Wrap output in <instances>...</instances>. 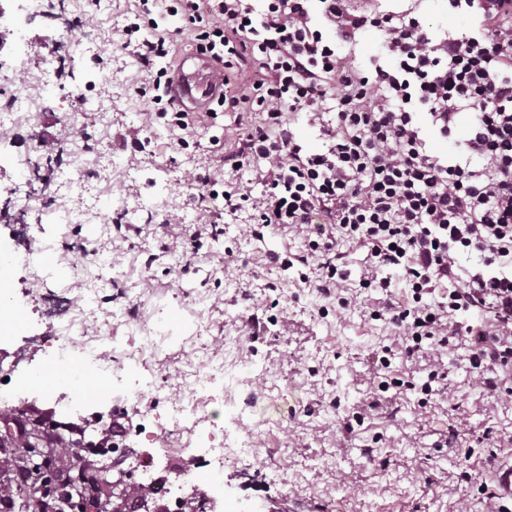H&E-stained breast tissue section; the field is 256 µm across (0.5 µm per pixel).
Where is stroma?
<instances>
[{
	"label": "stroma",
	"instance_id": "obj_1",
	"mask_svg": "<svg viewBox=\"0 0 512 512\" xmlns=\"http://www.w3.org/2000/svg\"><path fill=\"white\" fill-rule=\"evenodd\" d=\"M20 3L0 0V86H25L43 104L26 110L23 126L0 130V247L24 248L27 227L35 222L14 205L30 158L63 153L66 163L46 188L75 221L44 225L41 236L53 244L50 263L13 264V304L34 341L17 357L9 342H1L0 367L29 375L45 361L35 338L51 313H63L76 295L71 270L77 267L86 280L90 336L106 345L116 338L130 343L125 313L131 309L162 331L146 355L162 379L159 393L114 404L110 412L118 441L152 460L156 475L180 466L176 456L162 453L164 441L188 435L184 426L166 421L167 406L194 389L208 363L224 366L254 408L238 420L217 387L197 391L206 414L223 426L227 444L259 436L257 463L267 471L251 476L245 459L225 453L209 474L223 487L226 512H283L298 501L315 512H456L463 501L478 507L491 480L470 472L490 451L512 454V403L473 384L466 346H449L444 377L433 382L428 397L416 389L426 379L424 358L398 356L390 368H379L376 350L398 348L400 340L368 318L364 302L398 301L406 290L397 275L389 290L359 288L367 248L342 247L351 305L338 314L331 312V300L274 262L277 254L304 253L303 240L289 229L257 241L244 234L242 214L191 254L189 239L198 224L222 207L218 200L199 203L196 190L213 148L211 133L199 129L197 146L177 149L171 133L146 116L149 100L137 92L146 72L132 52L116 49L95 60L96 47L125 24L129 0H65L37 16ZM374 5L414 10L435 29L461 34L473 28L448 0ZM87 14L93 17L88 39L79 55L65 57L68 18ZM20 40L29 46L21 66L13 58ZM82 95L97 103V111L82 109ZM228 248L238 257L229 274L220 261ZM46 289L57 298L51 312L37 306ZM229 336L240 340L243 362L225 361L223 340ZM395 378L409 381V388L393 387ZM383 381L388 390H380ZM461 416L468 428L449 440Z\"/></svg>",
	"mask_w": 512,
	"mask_h": 512
}]
</instances>
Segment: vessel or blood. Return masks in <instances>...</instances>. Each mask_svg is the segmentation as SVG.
I'll use <instances>...</instances> for the list:
<instances>
[{
    "label": "vessel or blood",
    "mask_w": 512,
    "mask_h": 512,
    "mask_svg": "<svg viewBox=\"0 0 512 512\" xmlns=\"http://www.w3.org/2000/svg\"><path fill=\"white\" fill-rule=\"evenodd\" d=\"M169 90L176 103L187 111H210L224 94V76L207 55L185 52L170 78ZM493 486L482 500L479 512H505L512 505V461L500 462L492 474Z\"/></svg>",
    "instance_id": "obj_1"
}]
</instances>
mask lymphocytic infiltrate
<instances>
[{
	"label": "lymphocytic infiltrate",
	"instance_id": "f902f5d3",
	"mask_svg": "<svg viewBox=\"0 0 512 512\" xmlns=\"http://www.w3.org/2000/svg\"><path fill=\"white\" fill-rule=\"evenodd\" d=\"M478 25L436 34L410 14L351 8L350 0H135L133 22L112 34L147 68L139 92L150 121L188 149L207 120L257 115L239 133L234 168L261 166L264 191L226 178L223 157L199 175V200L221 193L224 212L251 210L250 233L292 227L311 259L300 283L346 309L343 243L368 247L359 285L408 292L370 317L401 337V353L433 358L467 347L481 385L512 397V7L448 0ZM149 37H140L141 29ZM380 31L384 61L364 69L341 55L359 32ZM189 32L224 75L209 113L178 109L166 92L174 38ZM305 118L326 145L293 134ZM454 139L432 152L427 135ZM480 255L461 271L463 253Z\"/></svg>",
	"mask_w": 512,
	"mask_h": 512
}]
</instances>
